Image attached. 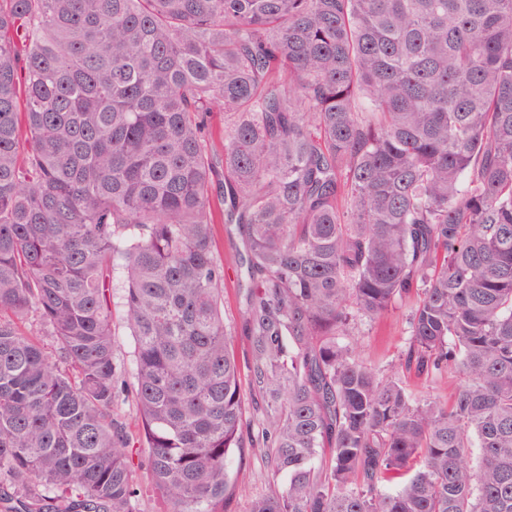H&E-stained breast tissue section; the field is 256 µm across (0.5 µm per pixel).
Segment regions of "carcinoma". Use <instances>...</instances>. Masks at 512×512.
I'll return each instance as SVG.
<instances>
[{
    "mask_svg": "<svg viewBox=\"0 0 512 512\" xmlns=\"http://www.w3.org/2000/svg\"><path fill=\"white\" fill-rule=\"evenodd\" d=\"M136 446L167 512L257 447L246 512H512V0H0V512H140ZM218 252L224 259V321L232 330V347L240 359L243 358L247 348L246 335L242 329L243 303L237 295L235 285V267L238 258V251H243L242 244L238 241H231L226 238L222 226H217ZM408 305L395 304L372 323L358 324V353L371 364H397L400 351L408 339ZM113 331L115 333L113 338L116 360L119 365L120 378L123 379V383H126L129 387L134 381L136 368L134 341L123 322L122 311L119 307H116L113 310ZM239 464L245 469L247 478L236 491L235 507L237 512H244L247 503L253 497L268 492L271 476L258 448L247 451L240 462L238 455H235L233 469L235 470Z\"/></svg>",
    "mask_w": 512,
    "mask_h": 512,
    "instance_id": "cac0c4a2",
    "label": "carcinoma"
}]
</instances>
